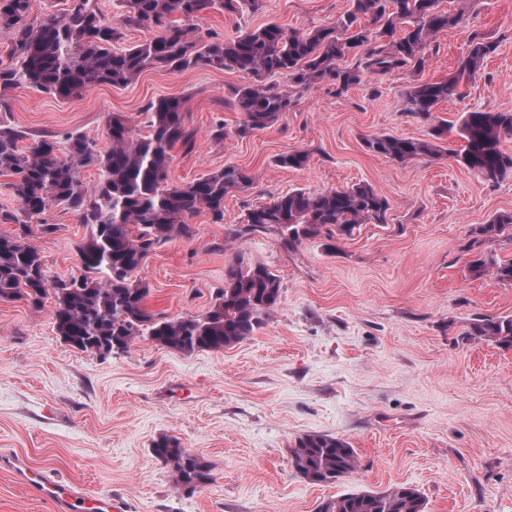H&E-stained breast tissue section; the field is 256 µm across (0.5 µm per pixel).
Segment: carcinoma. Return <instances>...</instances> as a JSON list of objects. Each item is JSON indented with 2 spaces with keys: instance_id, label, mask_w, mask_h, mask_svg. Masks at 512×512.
<instances>
[{
  "instance_id": "obj_1",
  "label": "carcinoma",
  "mask_w": 512,
  "mask_h": 512,
  "mask_svg": "<svg viewBox=\"0 0 512 512\" xmlns=\"http://www.w3.org/2000/svg\"><path fill=\"white\" fill-rule=\"evenodd\" d=\"M263 0H122L123 12L109 18L97 0H69L66 13L31 17L32 0H0V35L12 66L0 69V88L27 84L63 100L79 98L97 85L125 87L142 72H178L200 67L233 70L251 81L233 91L232 107L242 114L235 134L245 137L272 125L288 111L293 93L267 83L286 75L302 90L326 83L341 95L368 75L372 79L402 71L410 79L403 111L432 123L431 139L392 135L365 138L368 151L405 163L444 153L458 166L489 185L512 177V154L502 141L512 138V112H464L452 124L436 121V107L458 94L465 79L475 77L498 44L478 32L468 36L456 70L440 81L423 79L425 49L439 32L466 23L462 12L440 8V0H351L350 9L333 26L306 31L269 23L231 38L204 36L195 22L213 12H256ZM155 30L152 38L124 45L125 31ZM355 59L346 64L347 58ZM143 115L149 132L141 136L129 120L114 114L108 123L110 148L100 150L82 135L61 141L45 137L29 146L23 136L0 120V175L18 203L0 219L17 232L0 236V302L23 300L38 311L53 304L57 335L72 348L102 357L125 351L138 338L179 352L221 351L253 334L281 300L280 276L241 253L224 267V288L203 314L159 316L145 307L149 288L138 276L149 254L172 238L189 237L191 218L207 212L224 221V196L245 190L253 178L226 165L185 185L169 181L171 151L176 144L194 146L195 132L185 123L184 99L162 97L148 102ZM455 131L458 148L442 146ZM276 162L292 169L308 165L309 154L296 150ZM98 172L94 192L82 175ZM75 212L89 234L77 245L80 274L51 276L44 256L29 242L31 225L56 232L45 219L58 206ZM389 198L369 184L307 192L289 190L246 214L241 238L274 231L287 250L322 233L349 236L361 224H385ZM488 239L512 237V212L493 216L478 228ZM470 278L493 277L512 285V259L479 255L468 263ZM465 336L509 349L512 318L479 316ZM155 458L172 465L176 481L190 492L213 481L211 469L163 435L153 442ZM292 464L308 484L335 483L360 465L351 445L330 435L310 433L291 449ZM315 512H426L413 486L399 483L384 491L359 490L323 500Z\"/></svg>"
}]
</instances>
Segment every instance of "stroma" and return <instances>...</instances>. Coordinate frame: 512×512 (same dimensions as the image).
I'll use <instances>...</instances> for the list:
<instances>
[{
  "instance_id": "1",
  "label": "stroma",
  "mask_w": 512,
  "mask_h": 512,
  "mask_svg": "<svg viewBox=\"0 0 512 512\" xmlns=\"http://www.w3.org/2000/svg\"><path fill=\"white\" fill-rule=\"evenodd\" d=\"M350 0H263L255 13H211L201 32L232 37L275 23L304 31L334 24ZM464 11L465 27L439 33L423 77H448L476 31L499 47L438 117L512 111V0H442ZM248 78L234 71L151 69L124 87H92L60 100L19 85L0 92L11 126L28 135L78 133L110 145L112 114L137 119L149 101L185 100L192 149L174 147L169 178L190 182L233 164L254 179L224 198V221L194 217L193 238L176 237L140 272L148 311L200 314L224 286L236 254L281 278V303L252 336L221 351L181 353L136 339L101 357L64 344L53 308L0 302V453L41 467L86 493H109L122 512H314L354 490L407 483L427 512H512V349L464 340L478 314L512 315V287L470 279L466 262L489 253L512 258V240L477 232L512 212V178L482 183L448 156L399 163L367 151L371 135L428 138L429 124L407 116L409 78L363 77L345 93L319 83L296 93L270 127L235 135L241 115L226 106ZM224 125L222 144L209 135ZM302 150L294 170L279 155ZM367 183L383 191L387 223L352 236L305 240L288 251L275 232L231 239L250 208L278 194ZM55 233L33 231L50 274L76 273L75 248L88 229L71 212H48ZM320 432L355 448L359 468L333 484L295 473L290 450ZM212 467V483L188 492L151 448L159 436ZM0 512H56L0 466Z\"/></svg>"
}]
</instances>
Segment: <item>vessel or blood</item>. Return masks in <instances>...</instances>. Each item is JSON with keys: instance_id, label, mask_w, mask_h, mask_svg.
Returning <instances> with one entry per match:
<instances>
[{"instance_id": "b4317fda", "label": "vessel or blood", "mask_w": 512, "mask_h": 512, "mask_svg": "<svg viewBox=\"0 0 512 512\" xmlns=\"http://www.w3.org/2000/svg\"><path fill=\"white\" fill-rule=\"evenodd\" d=\"M17 478L42 498L51 501L56 512H121L120 503L111 494L85 495L70 485L52 477L46 470L18 462L14 465Z\"/></svg>"}]
</instances>
